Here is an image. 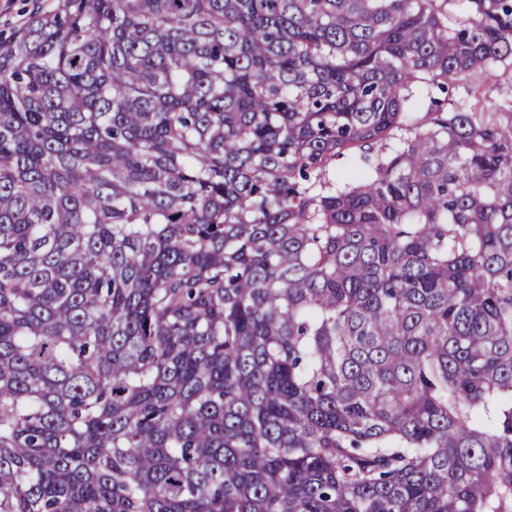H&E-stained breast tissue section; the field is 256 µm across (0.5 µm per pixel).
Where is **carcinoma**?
Returning <instances> with one entry per match:
<instances>
[{"instance_id": "obj_1", "label": "carcinoma", "mask_w": 512, "mask_h": 512, "mask_svg": "<svg viewBox=\"0 0 512 512\" xmlns=\"http://www.w3.org/2000/svg\"><path fill=\"white\" fill-rule=\"evenodd\" d=\"M477 70L512 0L0 42V512H512V80L409 111Z\"/></svg>"}]
</instances>
